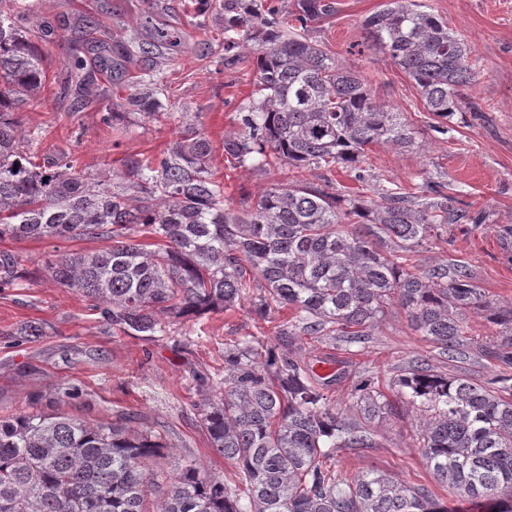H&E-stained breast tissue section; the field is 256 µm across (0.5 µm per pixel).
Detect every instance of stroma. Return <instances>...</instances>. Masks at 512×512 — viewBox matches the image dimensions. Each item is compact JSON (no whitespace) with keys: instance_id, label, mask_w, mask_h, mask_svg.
<instances>
[{"instance_id":"obj_1","label":"stroma","mask_w":512,"mask_h":512,"mask_svg":"<svg viewBox=\"0 0 512 512\" xmlns=\"http://www.w3.org/2000/svg\"><path fill=\"white\" fill-rule=\"evenodd\" d=\"M27 2L32 15L57 32L46 39L38 31L30 33L45 60L46 79L38 101L20 109L19 117L37 134L30 147L36 163L68 156L96 176L108 167L120 169L128 156L160 154L192 127L211 140L215 178L224 186L225 200L239 211L252 205L257 191L285 188L299 179L328 182L341 195L367 199L384 189L415 193L425 183L439 182L472 212H485L489 223L476 229L448 227L414 254L413 265L424 270L451 258L465 261L491 301L512 304V261L493 230L512 224V0H425L472 45L479 72L462 90L467 111L453 117L444 135L437 133L438 120L425 109L412 79L381 50L357 48L365 19L383 0H334L335 13L311 23L313 39L351 65L377 100L405 112L417 132L418 145L408 151L368 146L363 182L339 167L298 172L284 165L265 170L229 166L224 137L237 131L239 113L258 104L260 95L250 60L224 62L222 9H201L199 0ZM157 29L177 32V42L150 57L125 56L135 31L148 37ZM75 54L117 65L112 73L93 71L94 94L83 102L63 91L68 60ZM138 93L160 97L169 118L152 121L129 109L126 98ZM96 246L82 239H0V251L20 254L26 271L18 284L0 288V414L63 411L93 422L131 416L138 428L164 435L168 452L155 466L159 485H167L188 463L234 484L235 468L212 449L199 426V406L220 391L225 343L257 336L265 345H277L273 325L282 314L266 323L244 305L171 322L165 336L113 333L88 301L58 287L43 267L49 254ZM29 324L39 326L40 335H21ZM291 349L325 383L334 405H353L356 385L370 375L401 406L397 415L377 422L380 447L339 452L344 475L377 468L408 484L432 486L449 512H486L483 503L434 484L418 443L422 413L400 403L396 381L413 361L448 370L406 310L392 307L365 344L348 349L304 335L294 338ZM203 375L211 385L200 384Z\"/></svg>"}]
</instances>
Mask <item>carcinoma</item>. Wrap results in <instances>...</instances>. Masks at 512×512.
Returning a JSON list of instances; mask_svg holds the SVG:
<instances>
[{
	"mask_svg": "<svg viewBox=\"0 0 512 512\" xmlns=\"http://www.w3.org/2000/svg\"><path fill=\"white\" fill-rule=\"evenodd\" d=\"M25 0H0V239L107 242L58 252L45 270L91 302L112 330L165 336L170 315L198 318L249 303L262 321L289 311L276 336H327L350 347L398 305L438 350L467 358L466 314L499 327L481 349L512 365V306L489 300L469 265L450 259L418 273L412 255L445 225L483 224L434 184L421 195L386 191L370 203L304 180L261 191L238 212L211 172L214 147L190 131L158 156H132L117 174L89 177L70 162H32L33 133L16 117L45 81L37 45L17 25ZM331 0H295L285 16L259 0H224V62L252 60L263 98L224 137L230 164L297 171L339 165L365 179L366 147L416 146L404 113L375 100L360 76L309 37ZM366 47L385 52L415 83L425 108L450 121L466 109L461 88L477 78L472 46L421 0H385L364 22ZM128 104L152 120V95ZM136 226L142 240L127 230ZM512 258V224L492 227ZM23 277L22 258L0 251V286ZM403 402L425 413L422 456L434 481L512 512V374L487 383L418 361L398 379ZM341 409L292 353L253 336L224 347V392L204 404L200 426L235 469L234 485L189 463L149 506L148 464L161 435L128 422L91 423L65 412L0 415V512H447L424 485L379 469L343 478L336 453L377 448L376 418L398 411L373 379Z\"/></svg>",
	"mask_w": 512,
	"mask_h": 512,
	"instance_id": "cac0c4a2",
	"label": "carcinoma"
}]
</instances>
